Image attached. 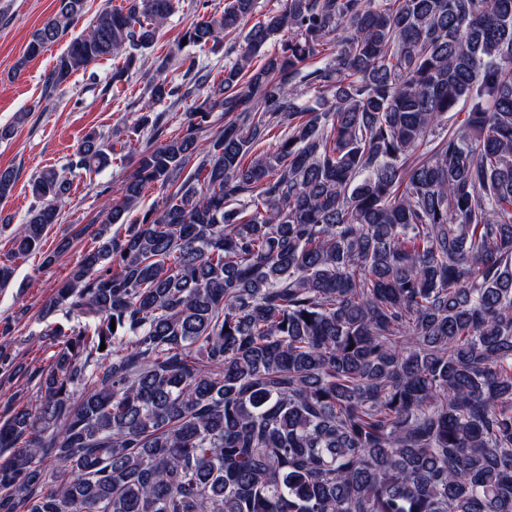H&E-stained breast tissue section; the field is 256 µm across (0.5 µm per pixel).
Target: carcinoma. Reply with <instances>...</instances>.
<instances>
[{
	"instance_id": "1",
	"label": "carcinoma",
	"mask_w": 512,
	"mask_h": 512,
	"mask_svg": "<svg viewBox=\"0 0 512 512\" xmlns=\"http://www.w3.org/2000/svg\"><path fill=\"white\" fill-rule=\"evenodd\" d=\"M256 4L196 0L184 38ZM85 6L60 0L17 67ZM179 8L100 10L47 88L108 57L129 83ZM228 53L219 78L150 80L154 104L193 97L181 136L75 150L87 173L134 156L105 204L125 231L58 289L62 347L0 416V512H512V0H280ZM131 105V133H159ZM15 182L0 169V201ZM30 190L9 262L71 182Z\"/></svg>"
}]
</instances>
